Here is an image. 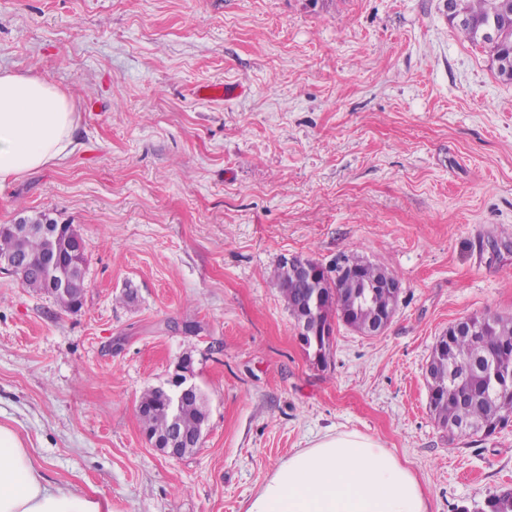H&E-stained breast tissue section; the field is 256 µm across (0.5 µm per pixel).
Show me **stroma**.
Listing matches in <instances>:
<instances>
[{
  "label": "stroma",
  "mask_w": 512,
  "mask_h": 512,
  "mask_svg": "<svg viewBox=\"0 0 512 512\" xmlns=\"http://www.w3.org/2000/svg\"><path fill=\"white\" fill-rule=\"evenodd\" d=\"M4 70L77 110L65 158L0 185V225L72 224L88 254L77 311L0 271V424L48 483L241 512L296 450L357 431L432 512L512 488V423L449 440L424 377L451 323L512 317V81L443 0H0ZM292 255L396 274L386 329L334 324L316 363L271 278ZM185 355L208 418L172 460L137 404Z\"/></svg>",
  "instance_id": "1"
}]
</instances>
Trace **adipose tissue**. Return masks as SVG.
I'll use <instances>...</instances> for the list:
<instances>
[{"instance_id": "obj_1", "label": "adipose tissue", "mask_w": 512, "mask_h": 512, "mask_svg": "<svg viewBox=\"0 0 512 512\" xmlns=\"http://www.w3.org/2000/svg\"><path fill=\"white\" fill-rule=\"evenodd\" d=\"M76 107L29 74L0 73V184L45 167L67 151ZM244 512H430L412 472L356 431L325 434L279 463ZM0 512H111L106 500L45 483L23 440L0 425Z\"/></svg>"}]
</instances>
